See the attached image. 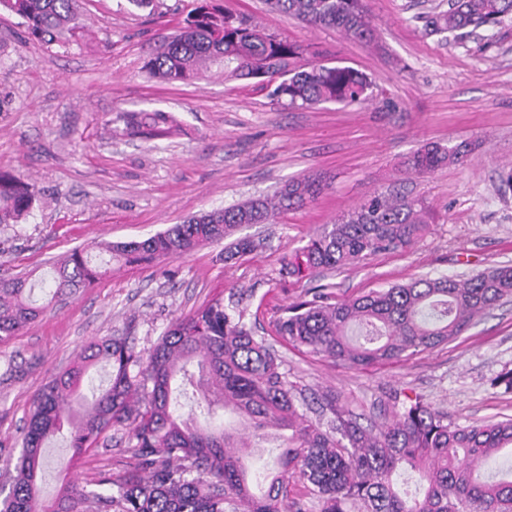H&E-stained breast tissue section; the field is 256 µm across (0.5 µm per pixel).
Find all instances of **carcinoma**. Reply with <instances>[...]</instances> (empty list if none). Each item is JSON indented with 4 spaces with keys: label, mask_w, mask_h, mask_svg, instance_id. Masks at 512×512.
<instances>
[{
    "label": "carcinoma",
    "mask_w": 512,
    "mask_h": 512,
    "mask_svg": "<svg viewBox=\"0 0 512 512\" xmlns=\"http://www.w3.org/2000/svg\"><path fill=\"white\" fill-rule=\"evenodd\" d=\"M77 0H0V12L24 20L30 34L51 44L84 29ZM268 8L352 40L373 35L363 0H264ZM512 14V0H451L426 28L474 30ZM290 41L224 10L218 0H191L184 19L155 43L144 69L157 83L201 80L213 69L226 79L258 72L275 78L270 97L288 108L323 103L351 105L369 98L372 82L349 66L307 58ZM115 121L131 139L163 142L187 134L175 113L162 108L121 111ZM470 144L431 142L415 151L406 169L425 174L461 163ZM326 185L315 177L291 180L272 195L193 215L142 240L76 247L52 264L40 291L50 300L72 297L102 279L112 261L159 262L220 243L242 224H268L303 208ZM39 201L34 184L0 173V224H18ZM420 198L376 193L309 239L280 274L353 266L380 252L404 250L429 230ZM238 239L224 251L228 262L255 250ZM27 276L0 280V341L34 322L47 304L34 298ZM512 298V265L465 278L421 277L338 302L327 287L285 306L271 333L256 335L257 314L229 291L168 327L148 352L123 337L89 344L37 397L22 438L0 512H301L289 498L300 486L319 512H512V468L493 470L512 450V418L460 426L420 397H405L390 419L365 427L360 417L329 395L311 417L301 409L303 389L288 380L276 344L365 369L398 362L454 340L475 318ZM111 368L103 388L92 370ZM241 418L243 432L224 426V412ZM128 430L133 463L85 491L69 480L43 502L39 483L43 448L66 439L77 457L98 446L114 428ZM277 432L273 465L246 463L248 438ZM418 473L425 484L400 490L398 479Z\"/></svg>",
    "instance_id": "obj_1"
}]
</instances>
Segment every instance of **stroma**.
<instances>
[{
	"label": "stroma",
	"instance_id": "1",
	"mask_svg": "<svg viewBox=\"0 0 512 512\" xmlns=\"http://www.w3.org/2000/svg\"><path fill=\"white\" fill-rule=\"evenodd\" d=\"M188 0H161L157 13L129 0H79L81 43L45 45L23 20L0 13V171L36 184L39 202L18 224L0 225V279L48 276L52 262L96 241H141L185 217L322 176L328 190L271 224L235 235L259 246L232 263L223 244L150 265L116 266L76 296L49 306L0 342V480L9 481L34 400L92 341L127 337L150 350L177 318L216 291L246 289L261 307L260 328L307 290L331 285L343 301L423 275L458 277L512 263V15L466 31L430 34L427 15L450 0H365L372 41L267 11L263 0H221L268 30L309 45L317 61L365 73L373 88L361 104L310 109L275 104L257 80L214 72L194 83L160 86L143 66L155 42L183 18ZM163 108L186 136L156 145L132 140L110 120L119 110ZM470 142L465 164L417 175L404 163L429 142ZM425 198L429 232L411 248L358 266L279 273L282 259L376 191ZM289 380L311 393L340 394L365 422L388 415L393 391L421 396L467 426L512 417V394L489 380L512 368V302L477 318L456 340L396 364L365 370L286 351ZM127 431L82 457L65 440L48 444L40 482L52 500L63 476L93 489L118 473Z\"/></svg>",
	"mask_w": 512,
	"mask_h": 512
}]
</instances>
